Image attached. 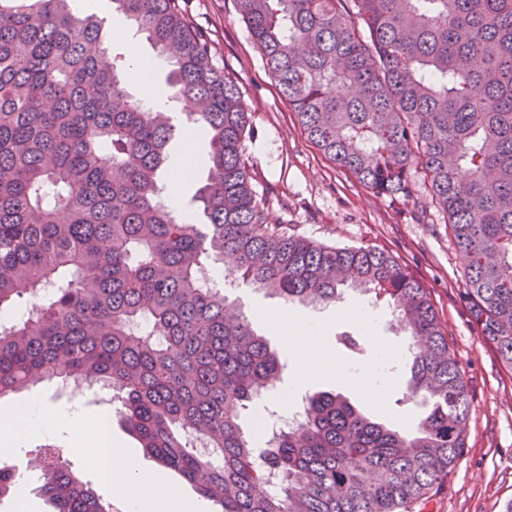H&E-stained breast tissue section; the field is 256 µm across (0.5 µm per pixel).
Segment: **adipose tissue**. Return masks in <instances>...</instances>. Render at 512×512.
Segmentation results:
<instances>
[{
    "label": "adipose tissue",
    "mask_w": 512,
    "mask_h": 512,
    "mask_svg": "<svg viewBox=\"0 0 512 512\" xmlns=\"http://www.w3.org/2000/svg\"><path fill=\"white\" fill-rule=\"evenodd\" d=\"M272 322L288 332V344L304 365V374L316 377L327 367L326 350L321 343V323L304 321L280 312ZM108 412L87 417L79 411L59 413L42 403L31 401L0 413V431L6 440L17 441L33 434H48L67 428L72 447L91 451L103 475L110 480L117 497L130 500L135 512H189L185 502L172 490H161L156 481L140 476L134 462L119 449L109 448L106 425Z\"/></svg>",
    "instance_id": "ef3b65f1"
}]
</instances>
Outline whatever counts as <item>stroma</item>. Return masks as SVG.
<instances>
[{
	"mask_svg": "<svg viewBox=\"0 0 512 512\" xmlns=\"http://www.w3.org/2000/svg\"><path fill=\"white\" fill-rule=\"evenodd\" d=\"M196 25L209 34L226 72L240 87L251 114L252 132L246 140V157L259 193L271 197L267 221L287 224L300 236L332 246H375L395 256L427 288L444 325L448 342L470 389L466 427L467 450L453 465L447 481L434 494L412 503L408 512H502L512 499V369L479 335L463 298L466 259L453 244L447 215L435 206L418 210L413 204L378 195L350 173L339 169L302 131L295 113L281 97L266 72L239 13L237 0H180ZM229 301L250 316L257 330L276 348L284 363L282 389L299 387L302 394L331 391L348 397L377 421L403 429H415L426 412L420 399L407 389L410 358L390 365V385L383 403H375L347 379L333 373L298 383L301 362L289 350L281 332L257 316L260 308L288 311L313 320L326 321L322 342L349 374L369 369L384 345L406 347L410 338L385 302H371L377 314L367 351L347 358L336 345L343 331H358V324L342 311L362 302L358 292L345 290L341 299L325 306L285 303L248 285L227 289ZM37 400L55 409L78 406L85 415L102 408L116 409L118 400L110 390L94 388L82 395L70 386L50 382L32 387L0 401V409ZM114 444L124 450L146 474L157 477L195 507V512H216L212 502L201 497L174 472L144 456L139 442L120 420H113ZM63 449V459L83 481L112 505V512H127L126 504L104 485L91 460L75 451L66 429L47 435H32L15 444L10 468L21 476L31 512H51L39 489L41 471L31 469L44 445Z\"/></svg>",
	"mask_w": 512,
	"mask_h": 512,
	"instance_id": "stroma-1",
	"label": "stroma"
}]
</instances>
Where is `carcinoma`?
<instances>
[{"label":"carcinoma","instance_id":"cac0c4a2","mask_svg":"<svg viewBox=\"0 0 512 512\" xmlns=\"http://www.w3.org/2000/svg\"><path fill=\"white\" fill-rule=\"evenodd\" d=\"M263 65L339 168L379 195L448 216L467 258L464 297L512 370V0H237ZM170 66L167 100L192 102L210 147L195 208L176 216L163 167L185 131L134 97L108 17L74 0H0V399L37 384H102L148 455L218 512H400L465 452L470 391L429 293L391 254L329 246L267 223L245 159L251 113L178 0H110ZM227 277L286 302L342 287L397 311L414 339L413 433L318 392L258 449L244 412L282 371L222 288ZM336 341L351 355L363 338ZM45 452L53 512H112ZM276 473L273 488L268 475Z\"/></svg>","mask_w":512,"mask_h":512}]
</instances>
